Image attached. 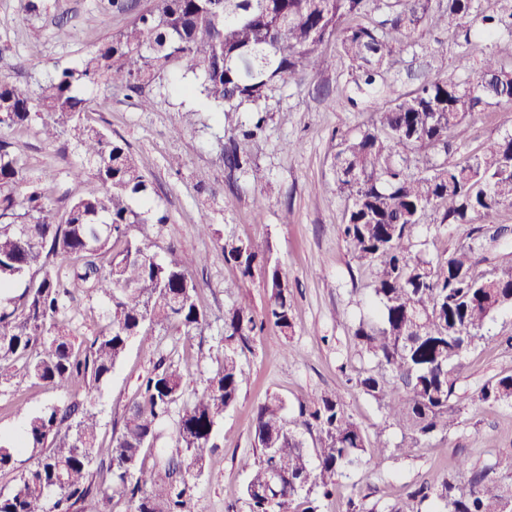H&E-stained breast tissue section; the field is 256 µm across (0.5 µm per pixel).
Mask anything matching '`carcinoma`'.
Instances as JSON below:
<instances>
[{
	"instance_id": "1",
	"label": "carcinoma",
	"mask_w": 512,
	"mask_h": 512,
	"mask_svg": "<svg viewBox=\"0 0 512 512\" xmlns=\"http://www.w3.org/2000/svg\"><path fill=\"white\" fill-rule=\"evenodd\" d=\"M155 0L147 13L102 42L76 67L58 70L33 93L0 78V128L40 120V133L72 148L99 189L73 198L59 210L42 184L27 176L14 143L0 138V385L17 363L37 382L59 391L78 384L82 401L51 405L27 417L23 434L0 441V471L30 448L36 462L14 487L0 492V512H80L92 497L123 498L127 512H186L194 472L214 448L211 435L224 410L240 394L239 355L250 338L271 323L292 328L288 282L277 266L251 245L227 243L224 261L242 276L260 268L266 276L265 321L247 305L224 314V358L206 389L178 411L174 437L184 458L155 457L144 467L160 423L181 399L184 379L173 363L145 376L129 405L122 432L108 459L97 454L98 415L93 392L111 375L134 331L176 328L189 339L206 318L197 303L200 285L190 261L170 244L160 260L151 247L129 236L134 224H164L151 205V186L127 144L85 121L89 101L81 86L105 84L139 92L138 106L152 99L144 89L162 80L175 63L200 79V93L224 115L229 137L227 167L254 183L265 179L242 144L262 131L268 94L279 83L300 82L320 65L318 49L337 37L355 75L351 94L376 90L380 70L421 25L442 28L470 42L467 23L479 18L496 52L482 59L474 76L424 73L419 85L377 108L358 131L336 142L332 168L336 191L346 201L339 232L355 257L371 268L379 314L362 319L354 337L377 368L357 378L363 392L386 409L408 440L383 442L377 456L407 457L411 449L448 426L460 410L455 361L482 338L487 321L512 304V266L489 277L476 273L474 246L461 245L436 260L412 256V231L432 213L441 224H472L512 206V133L492 140L463 163L448 162L451 140L462 139L470 121L486 108H512V0L495 14L480 0ZM386 8L377 25L359 22ZM253 113L250 123L237 120ZM26 224L23 238L16 226ZM111 302L92 339L77 344L59 317L74 291ZM482 402L512 403V374L485 383ZM259 455L244 461L247 512H318L317 502L336 491L344 471L362 463L368 440L345 413L339 397L324 393L300 405L290 420L284 401L267 397L254 413ZM313 439L318 472L309 465L303 435ZM467 479L417 486L388 512H419L427 500L446 512H503L512 504V483L495 466L457 463Z\"/></svg>"
}]
</instances>
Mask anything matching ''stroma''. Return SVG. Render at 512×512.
<instances>
[{
    "mask_svg": "<svg viewBox=\"0 0 512 512\" xmlns=\"http://www.w3.org/2000/svg\"><path fill=\"white\" fill-rule=\"evenodd\" d=\"M0 0V77L36 89L56 68L78 64L92 49L131 22L135 13L153 7L154 0H135L125 12L108 9L106 0ZM66 19L73 37L60 35L58 19ZM494 49L493 41L473 37L463 46L448 33L423 26L410 44L395 53L380 77L389 101L411 91L422 63L433 73L467 78L458 67L468 54L472 67ZM322 63L302 82L277 86L267 101V120L261 134L245 144V151L265 174L263 184L224 164L229 137L222 118L199 93L197 80L182 66L148 87L151 110L137 105V92L127 88L96 86L86 95L94 100L88 121L108 135L124 140L150 181L154 203L167 214L166 224H136L131 237L149 243L158 257L169 244L183 256L195 258L189 269L199 283V306L206 323L192 341L175 332H153L134 339L111 377L95 394L100 422V456H107L141 380L160 360L173 362L185 379V399L202 393L224 357V314L238 304H248L262 317L268 291L262 270L241 278L224 261L223 245L234 239L251 244L269 256L287 281L292 296L293 327L289 333L268 325L241 355L243 383L235 406L215 425L214 451L196 473L190 512H246L241 491L248 479L242 459H255L252 436L256 407L276 395L297 415L300 404L313 395L337 394L345 411L368 436L371 444L396 445L402 430L386 421L382 405L366 395L356 380L375 361L353 336L360 318L370 312L373 299L371 274L359 263L338 233L345 200L336 191L331 154L336 137L354 133L367 123L376 101L358 99L356 105L340 98L351 78L348 61L338 40L321 51ZM192 124H184V115ZM181 135H173L174 127ZM512 132V112L490 107L471 124L466 139L453 141L450 162L465 161L484 143ZM0 136L16 142L32 178L47 188L56 207L96 188L93 178L74 181L70 170L79 163L77 152L61 156L58 144L39 133L38 123L27 128L0 129ZM296 151L285 152L286 142ZM183 160L180 170L168 165L170 156ZM205 173L209 190H201L198 173ZM320 193H312V186ZM212 226L210 234L198 231L200 222ZM495 224L512 227V207H503L472 224H422L416 227L414 252L437 258L471 242ZM108 301L76 294L72 311L62 319L66 331L78 341L93 338L101 325ZM512 307L497 312L484 328V336L459 360L456 391L472 396L454 423L435 432L404 458H376L367 452L358 470L340 478L334 496L319 500V512H344L348 500L365 512H385L406 498L420 483L440 484L456 476L458 460L480 468L512 460V404L482 403L474 396L488 380L512 373ZM64 393L17 375L0 386V437H14L23 425L16 403L36 414L63 401Z\"/></svg>",
    "mask_w": 512,
    "mask_h": 512,
    "instance_id": "35a3bbf8",
    "label": "stroma"
}]
</instances>
